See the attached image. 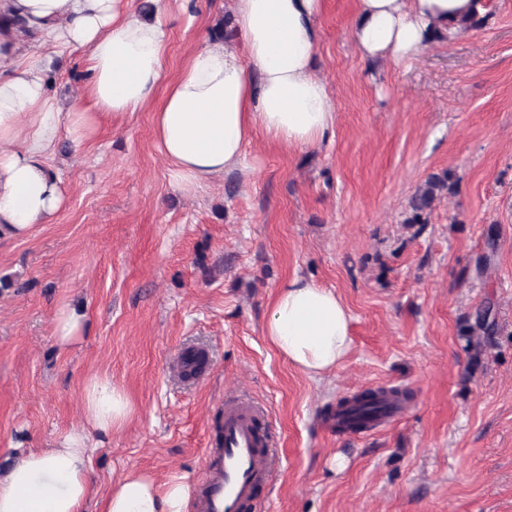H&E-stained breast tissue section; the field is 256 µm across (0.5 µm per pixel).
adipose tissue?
Segmentation results:
<instances>
[{
    "instance_id": "ef3b65f1",
    "label": "adipose tissue",
    "mask_w": 512,
    "mask_h": 512,
    "mask_svg": "<svg viewBox=\"0 0 512 512\" xmlns=\"http://www.w3.org/2000/svg\"><path fill=\"white\" fill-rule=\"evenodd\" d=\"M354 40L368 60L402 62L424 49L433 31L471 8V0H357ZM323 0H230L235 44L204 42L167 79L172 0H0V16L25 20L32 40L58 51L88 52L84 95L91 108L63 111L50 91L48 55L21 52L13 28H0V235L19 238L64 206L49 169L61 135L90 139L99 115L154 108V133L171 182L194 192L209 182L253 170L256 134L287 150L318 146L336 126L326 82L314 71ZM152 107V106H151ZM351 315L336 293L296 276L280 286L264 334L292 366L312 378L348 354ZM86 424L47 448L15 452L0 476V512H84L94 496L92 434L122 428L128 396L100 376L84 388ZM190 487L157 484L128 472L101 499L99 512H188Z\"/></svg>"
}]
</instances>
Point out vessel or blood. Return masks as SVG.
Segmentation results:
<instances>
[{
  "mask_svg": "<svg viewBox=\"0 0 512 512\" xmlns=\"http://www.w3.org/2000/svg\"><path fill=\"white\" fill-rule=\"evenodd\" d=\"M263 413L248 401L224 405L220 447L204 459V477L197 493L199 512H246L271 476L268 432Z\"/></svg>",
  "mask_w": 512,
  "mask_h": 512,
  "instance_id": "vessel-or-blood-1",
  "label": "vessel or blood"
}]
</instances>
